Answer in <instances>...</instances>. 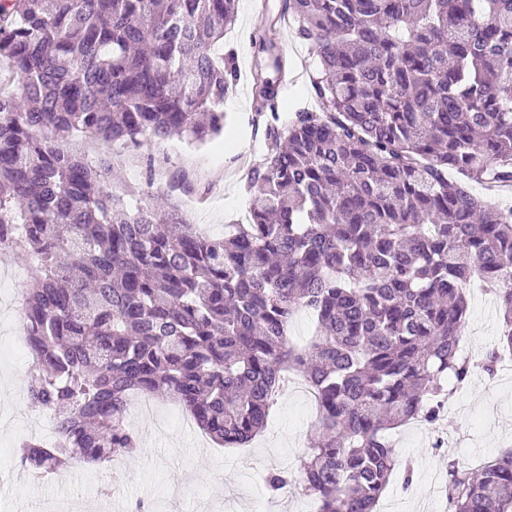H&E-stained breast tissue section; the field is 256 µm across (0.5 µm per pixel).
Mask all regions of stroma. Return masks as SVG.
Returning a JSON list of instances; mask_svg holds the SVG:
<instances>
[{
    "mask_svg": "<svg viewBox=\"0 0 512 512\" xmlns=\"http://www.w3.org/2000/svg\"><path fill=\"white\" fill-rule=\"evenodd\" d=\"M258 2L238 0L236 21L224 36L238 68L236 85L224 100L225 129L236 132L242 151L226 148L221 138L198 148L177 138L160 141L153 153L162 163L152 172L140 152L117 155L123 181L135 187L150 181L162 190L176 173H191L196 189L179 203L191 223L214 237L223 236L225 225L246 222L251 199L245 190L246 169L265 158V122L256 114L253 97ZM277 40L292 64L279 107L282 116L291 117L299 108L317 109L309 81L316 57L291 30L281 29ZM22 268L19 260L0 255V470L7 474L0 482V512H131L140 501L150 512H242L249 494L264 498L268 512H280V498L268 494L263 477L273 469H295L317 425L310 396L294 384L277 397L266 429L237 448L222 447L198 428L181 426L173 416L178 403L159 397L153 415L130 423L140 439L132 457L102 464L76 461L37 480L21 468L14 458L20 428L43 415L26 398V356L7 349L18 338L22 317L17 295L28 286ZM468 301L463 341L478 354L499 341L500 313L492 294L473 290ZM453 400L457 408L448 417L447 446L431 447L424 433L404 426L393 432L398 458L415 469L411 493H404L398 472L386 489L385 499L399 503L397 512H416L415 503L426 500L432 503L428 512H447L446 501L433 495L431 475L446 476L452 459L476 469L512 450V374L491 379L474 375Z\"/></svg>",
    "mask_w": 512,
    "mask_h": 512,
    "instance_id": "1",
    "label": "stroma"
}]
</instances>
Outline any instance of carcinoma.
<instances>
[{
	"label": "carcinoma",
	"instance_id": "obj_1",
	"mask_svg": "<svg viewBox=\"0 0 512 512\" xmlns=\"http://www.w3.org/2000/svg\"><path fill=\"white\" fill-rule=\"evenodd\" d=\"M236 0H0V251L30 272L27 399L57 436L20 442L42 476L140 443L129 397L165 393L213 440L266 425L289 371L318 404L300 459L319 512H372L396 454L388 432L437 420L500 351L460 350L479 277L512 348V207L468 183L512 187V0H282L258 16L265 162L247 173L249 220L213 238L178 186L136 191L80 136L143 149L224 133L237 80L224 31ZM317 57L320 111L279 122L284 24ZM453 170L459 181L448 178ZM299 310L316 320L288 343ZM294 473L273 469L279 493ZM450 512H512V451L448 463Z\"/></svg>",
	"mask_w": 512,
	"mask_h": 512
}]
</instances>
